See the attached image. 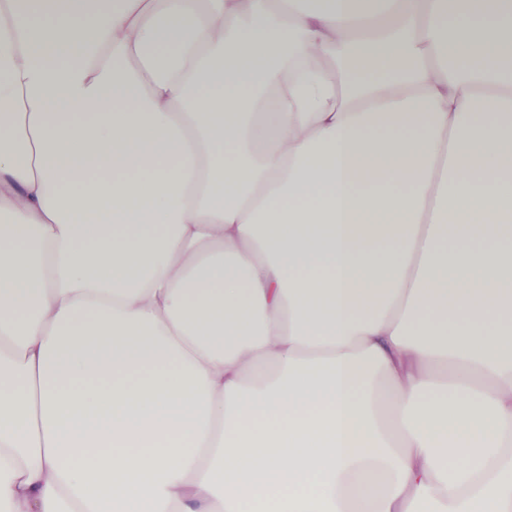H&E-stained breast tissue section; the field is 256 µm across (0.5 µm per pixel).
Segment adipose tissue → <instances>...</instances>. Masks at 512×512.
Here are the masks:
<instances>
[{"instance_id":"obj_1","label":"adipose tissue","mask_w":512,"mask_h":512,"mask_svg":"<svg viewBox=\"0 0 512 512\" xmlns=\"http://www.w3.org/2000/svg\"><path fill=\"white\" fill-rule=\"evenodd\" d=\"M0 0V512H512V0Z\"/></svg>"}]
</instances>
